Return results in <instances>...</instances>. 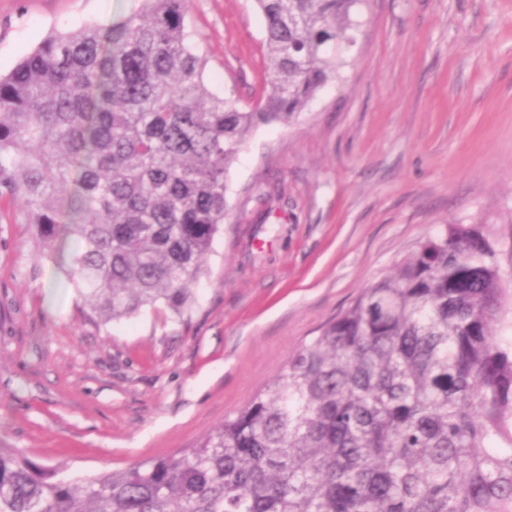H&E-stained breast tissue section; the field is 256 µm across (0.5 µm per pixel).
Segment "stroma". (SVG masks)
Segmentation results:
<instances>
[{
	"mask_svg": "<svg viewBox=\"0 0 512 512\" xmlns=\"http://www.w3.org/2000/svg\"><path fill=\"white\" fill-rule=\"evenodd\" d=\"M137 0H0V74ZM209 88L267 85L254 0H188ZM352 62L258 128L183 316L97 320L0 203V446L80 476L191 447L440 225L483 222L512 289V0H365Z\"/></svg>",
	"mask_w": 512,
	"mask_h": 512,
	"instance_id": "1",
	"label": "stroma"
}]
</instances>
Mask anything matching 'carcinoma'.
I'll return each instance as SVG.
<instances>
[{
    "instance_id": "1",
    "label": "carcinoma",
    "mask_w": 512,
    "mask_h": 512,
    "mask_svg": "<svg viewBox=\"0 0 512 512\" xmlns=\"http://www.w3.org/2000/svg\"><path fill=\"white\" fill-rule=\"evenodd\" d=\"M364 0H255L269 90L205 84L186 0L46 38L0 76V200L97 317L184 314L262 125L341 81ZM482 223L453 222L190 448L72 478L0 448V512H512V345Z\"/></svg>"
}]
</instances>
